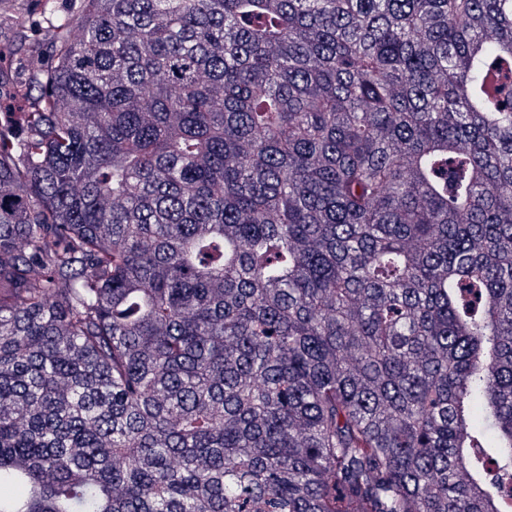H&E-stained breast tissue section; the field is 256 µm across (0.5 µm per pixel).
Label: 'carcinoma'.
Segmentation results:
<instances>
[{
    "label": "carcinoma",
    "instance_id": "carcinoma-1",
    "mask_svg": "<svg viewBox=\"0 0 512 512\" xmlns=\"http://www.w3.org/2000/svg\"><path fill=\"white\" fill-rule=\"evenodd\" d=\"M0 110V512H512V0H80Z\"/></svg>",
    "mask_w": 512,
    "mask_h": 512
}]
</instances>
